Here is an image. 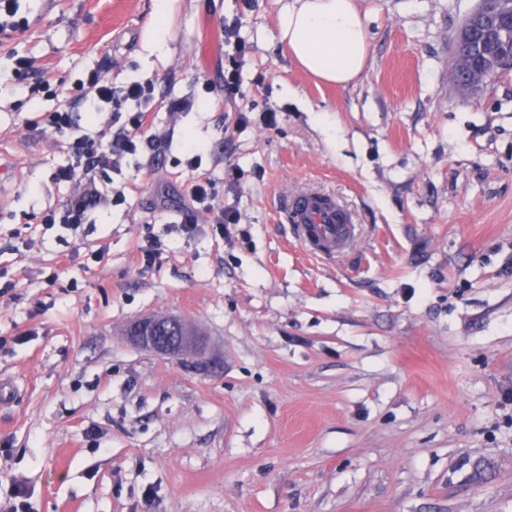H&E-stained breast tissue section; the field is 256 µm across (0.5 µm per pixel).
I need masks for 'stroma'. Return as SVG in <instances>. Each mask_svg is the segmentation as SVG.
<instances>
[{
	"mask_svg": "<svg viewBox=\"0 0 512 512\" xmlns=\"http://www.w3.org/2000/svg\"><path fill=\"white\" fill-rule=\"evenodd\" d=\"M155 5L23 0L0 40V512L18 483L27 512H512V71L464 94L451 58L478 0H358L370 56L343 86L292 60L282 0H169L161 54ZM233 20L254 110L227 139ZM92 71L150 83L159 140L103 165L112 204L75 234L42 218L74 191L54 178L74 139L113 130L78 102ZM64 101L72 129L33 126ZM195 169L240 216L223 234L182 230ZM308 189L352 214L346 252L281 221ZM152 315L205 335L213 372L130 344ZM153 22L157 29V37L152 45V50L161 54L165 52L167 42L171 37V28L168 24L164 4L159 5L154 14Z\"/></svg>",
	"mask_w": 512,
	"mask_h": 512,
	"instance_id": "35a3bbf8",
	"label": "stroma"
}]
</instances>
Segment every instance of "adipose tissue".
Returning <instances> with one entry per match:
<instances>
[{
	"instance_id": "ef3b65f1",
	"label": "adipose tissue",
	"mask_w": 512,
	"mask_h": 512,
	"mask_svg": "<svg viewBox=\"0 0 512 512\" xmlns=\"http://www.w3.org/2000/svg\"><path fill=\"white\" fill-rule=\"evenodd\" d=\"M278 36L296 64L321 81L345 85L366 69L368 18L357 0H286Z\"/></svg>"
}]
</instances>
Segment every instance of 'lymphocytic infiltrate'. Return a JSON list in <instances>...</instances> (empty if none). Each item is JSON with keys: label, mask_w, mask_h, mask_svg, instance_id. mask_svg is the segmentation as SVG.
<instances>
[{"label": "lymphocytic infiltrate", "mask_w": 512, "mask_h": 512, "mask_svg": "<svg viewBox=\"0 0 512 512\" xmlns=\"http://www.w3.org/2000/svg\"><path fill=\"white\" fill-rule=\"evenodd\" d=\"M88 84L93 90L91 98L86 101L90 111L117 112L128 104L134 105L136 111L128 126L118 128L110 136H83L75 139L72 148L78 156L77 162L58 170V180L75 184L77 190L61 210L50 212L45 221L64 225L75 233L86 224L90 212L105 208L110 202L108 190L98 180L97 169L100 163L111 156L120 158L135 154L153 141L149 134L150 107L146 84L133 81L118 92L111 83L97 74L90 76Z\"/></svg>", "instance_id": "f902f5d3"}]
</instances>
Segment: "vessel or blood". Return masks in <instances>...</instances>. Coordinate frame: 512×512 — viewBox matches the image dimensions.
Masks as SVG:
<instances>
[{
	"mask_svg": "<svg viewBox=\"0 0 512 512\" xmlns=\"http://www.w3.org/2000/svg\"><path fill=\"white\" fill-rule=\"evenodd\" d=\"M279 212L314 255H335L345 251L353 240L351 215L325 194L305 191L284 196Z\"/></svg>",
	"mask_w": 512,
	"mask_h": 512,
	"instance_id": "vessel-or-blood-1",
	"label": "vessel or blood"
}]
</instances>
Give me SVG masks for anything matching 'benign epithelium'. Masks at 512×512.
<instances>
[{
	"label": "benign epithelium",
	"mask_w": 512,
	"mask_h": 512,
	"mask_svg": "<svg viewBox=\"0 0 512 512\" xmlns=\"http://www.w3.org/2000/svg\"><path fill=\"white\" fill-rule=\"evenodd\" d=\"M493 11L512 18V0H480L479 6L467 15L455 42L468 39L470 29L483 15ZM512 69V47L504 45L495 54L472 64L462 62L461 86L473 91L492 76ZM128 340L155 354L179 356L183 360L197 363L201 349L200 338L191 326L176 316H149L135 321L127 332Z\"/></svg>",
	"instance_id": "7a95c632"
}]
</instances>
